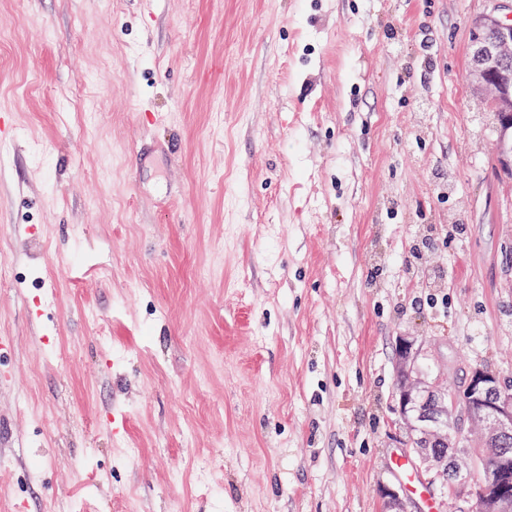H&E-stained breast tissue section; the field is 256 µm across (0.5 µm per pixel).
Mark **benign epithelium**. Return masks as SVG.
I'll use <instances>...</instances> for the list:
<instances>
[{
    "mask_svg": "<svg viewBox=\"0 0 512 512\" xmlns=\"http://www.w3.org/2000/svg\"><path fill=\"white\" fill-rule=\"evenodd\" d=\"M495 6L478 22L493 31L490 40L473 36L471 43L472 75L479 82L487 103H512V4L494 0ZM498 157L507 167L512 165V114L503 113L502 129L496 136ZM396 388L400 395L399 423L408 438L421 429V424L434 425L428 441L432 446L452 449L453 475L448 486L463 488L474 473L480 480L472 508L478 512H512V455L506 448H492L490 442L512 438V393L501 388L500 376L481 367L471 368V383L457 388L426 376L418 367L415 340L399 338ZM465 412L470 426L478 435L456 427L460 412ZM424 439L413 451L425 468L440 474V454L429 451ZM384 512H406L397 487L380 489Z\"/></svg>",
    "mask_w": 512,
    "mask_h": 512,
    "instance_id": "1",
    "label": "benign epithelium"
}]
</instances>
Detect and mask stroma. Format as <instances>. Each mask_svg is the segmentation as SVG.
I'll use <instances>...</instances> for the list:
<instances>
[{
  "mask_svg": "<svg viewBox=\"0 0 512 512\" xmlns=\"http://www.w3.org/2000/svg\"><path fill=\"white\" fill-rule=\"evenodd\" d=\"M491 8L0 0V512H382L398 337L512 377Z\"/></svg>",
  "mask_w": 512,
  "mask_h": 512,
  "instance_id": "stroma-1",
  "label": "stroma"
}]
</instances>
